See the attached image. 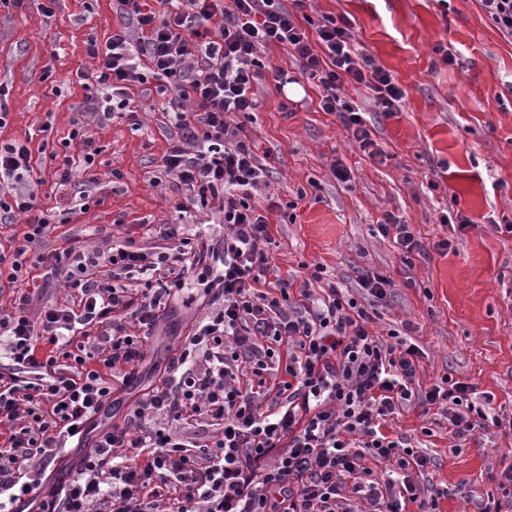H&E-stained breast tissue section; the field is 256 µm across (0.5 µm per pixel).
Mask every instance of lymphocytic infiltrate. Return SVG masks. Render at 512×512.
<instances>
[{"mask_svg":"<svg viewBox=\"0 0 512 512\" xmlns=\"http://www.w3.org/2000/svg\"><path fill=\"white\" fill-rule=\"evenodd\" d=\"M119 0L128 24L105 45L88 41L94 71L86 116L111 120L130 109L129 91L158 81L180 135L163 157L161 180L179 184L189 200L215 199L224 223L217 244L179 238L173 224L161 237L178 238L172 251L146 254L115 245L73 246L44 255L33 247L46 236L37 217L32 152L0 140V223L25 218L23 242L0 251V277L16 297L0 306V512H437L439 491L421 486L430 457L406 436L389 437L387 418L411 404L437 408L457 441L488 427L512 430V419L479 405L475 387L443 376L427 389L417 382L419 348L399 330L387 337L370 326L395 286L366 272L358 286H322V265L303 280L268 285L271 214L282 205L255 196L267 186L246 132L258 106L256 81L268 45L282 47L298 72L273 71L276 89L306 79L320 87L319 108L336 115L361 151L374 142L363 111L343 96L345 85L369 90L390 116L404 90L374 58L359 51L345 25L322 16L304 28L306 0ZM93 153L64 156L59 175L80 211L90 209L87 179ZM152 273L142 295L118 278ZM63 281L79 289L76 308L31 312L37 282ZM221 299L207 323L174 348L167 369L134 401L122 423H104L113 398L139 375L147 342L182 293ZM217 421L204 433L201 455L191 454L181 428ZM85 450L67 483L46 486L38 456L67 444ZM385 463L378 477L374 463ZM45 498L33 503L35 490Z\"/></svg>","mask_w":512,"mask_h":512,"instance_id":"lymphocytic-infiltrate-1","label":"lymphocytic infiltrate"}]
</instances>
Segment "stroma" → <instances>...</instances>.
Instances as JSON below:
<instances>
[{
    "label": "stroma",
    "mask_w": 512,
    "mask_h": 512,
    "mask_svg": "<svg viewBox=\"0 0 512 512\" xmlns=\"http://www.w3.org/2000/svg\"><path fill=\"white\" fill-rule=\"evenodd\" d=\"M0 0V99L8 112L0 139L32 151L34 177L43 181L38 208L54 221L46 253L94 241L122 242L154 252L162 224H185L211 241L224 227L209 209L178 214L184 190L154 185L172 136L178 135L169 94L131 89L133 111L108 124H85L86 91L77 71L91 68L88 40L105 43L125 19L117 0ZM313 18L345 17L357 48L374 56L405 92L399 112L384 116L360 85L345 89L365 108L379 153L355 146L336 115L318 108L319 90L306 84L295 102L276 91L272 77L258 85V108L247 131L258 156L273 169L269 191L286 206L271 224V264L284 277L309 276L326 266L338 287L357 292L367 271L390 276L395 290L372 330L403 329L422 351L417 379L427 388L442 376L474 384L493 396L500 417H512V36L493 25L480 0H310ZM81 135L70 148L72 130ZM96 151L98 184L89 212L71 200L52 174V153ZM349 182H339L336 167ZM452 223H441L443 212ZM395 217L429 248L405 268L392 239L377 232ZM468 219L460 230L457 220ZM450 240L448 251L435 249ZM413 287H406V280ZM216 307L212 297L177 303L172 335L148 342L149 367L163 369L168 347ZM392 430L417 439L432 459L424 483L441 489L438 512H483L500 499L502 471L512 465V434L489 429L483 441L453 447L447 421L412 406Z\"/></svg>",
    "instance_id": "stroma-1"
}]
</instances>
